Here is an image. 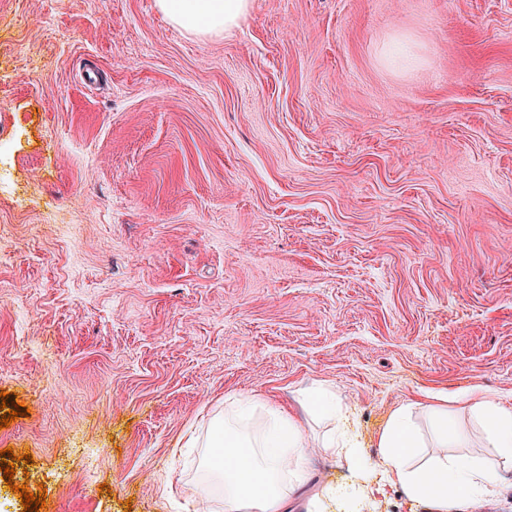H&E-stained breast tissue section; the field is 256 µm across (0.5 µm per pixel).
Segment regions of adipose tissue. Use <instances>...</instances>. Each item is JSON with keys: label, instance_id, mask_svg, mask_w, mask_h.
I'll use <instances>...</instances> for the list:
<instances>
[{"label": "adipose tissue", "instance_id": "1", "mask_svg": "<svg viewBox=\"0 0 512 512\" xmlns=\"http://www.w3.org/2000/svg\"><path fill=\"white\" fill-rule=\"evenodd\" d=\"M169 21L190 34L231 32L246 17L251 0H156ZM420 409L429 417L440 452L419 467L411 459L423 442L411 405L398 406L378 438L383 476L412 498L428 501L436 512L457 508L489 493L497 468L512 463V404L473 386L458 391H427ZM466 411L495 460L456 456L469 445L457 424ZM201 493L222 492L227 512H285L287 487L301 481L306 437L301 422L280 407L228 397L223 417L210 420Z\"/></svg>", "mask_w": 512, "mask_h": 512}]
</instances>
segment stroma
<instances>
[{
  "label": "stroma",
  "mask_w": 512,
  "mask_h": 512,
  "mask_svg": "<svg viewBox=\"0 0 512 512\" xmlns=\"http://www.w3.org/2000/svg\"><path fill=\"white\" fill-rule=\"evenodd\" d=\"M321 384L368 467L310 424L288 512H433L368 491L391 411L512 399V0H0V512H225L187 438ZM251 0H157L158 10L190 34H227L249 13Z\"/></svg>",
  "instance_id": "stroma-1"
}]
</instances>
